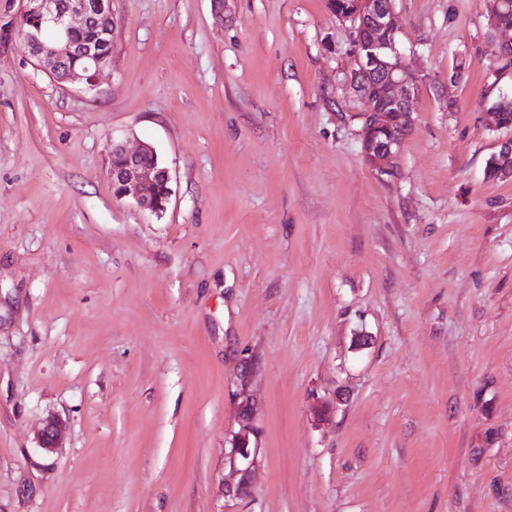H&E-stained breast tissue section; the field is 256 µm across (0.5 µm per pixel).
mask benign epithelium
Wrapping results in <instances>:
<instances>
[{
  "label": "benign epithelium",
  "instance_id": "7a95c632",
  "mask_svg": "<svg viewBox=\"0 0 512 512\" xmlns=\"http://www.w3.org/2000/svg\"><path fill=\"white\" fill-rule=\"evenodd\" d=\"M340 21L350 22L354 66L350 84L366 104L361 133L365 162L381 174H393L392 165L402 142L396 128L412 126V102L419 88V78L399 48L400 34L395 0H349L337 6ZM512 0H493L488 25L495 32L512 31ZM112 14V0H25L21 18L26 25L23 43L37 65L50 76L66 81L80 77L89 86L109 56L92 41H80L76 35L95 29L98 19ZM154 152L150 145L131 151L121 142L112 143L109 175L117 198H130L143 211L163 215L173 190L168 167L147 166L143 157ZM253 427L243 431L225 449V461L237 482L225 484L229 495L241 493L254 472L256 449L249 447ZM61 422L48 418L40 430L44 448H57L63 439Z\"/></svg>",
  "mask_w": 512,
  "mask_h": 512
}]
</instances>
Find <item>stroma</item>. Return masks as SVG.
<instances>
[{"mask_svg":"<svg viewBox=\"0 0 512 512\" xmlns=\"http://www.w3.org/2000/svg\"><path fill=\"white\" fill-rule=\"evenodd\" d=\"M490 6L396 0L420 89L388 177L327 0H112L91 90L37 68L0 0V512H512ZM116 140L169 168L162 217L114 196ZM253 427L248 423L243 425V431L231 440L230 448H225V461L229 465L230 471L233 475L238 477L236 483H226L225 492L228 495H238L241 493L251 475L254 472L257 456L256 448H249V435Z\"/></svg>","mask_w":512,"mask_h":512,"instance_id":"1","label":"stroma"}]
</instances>
